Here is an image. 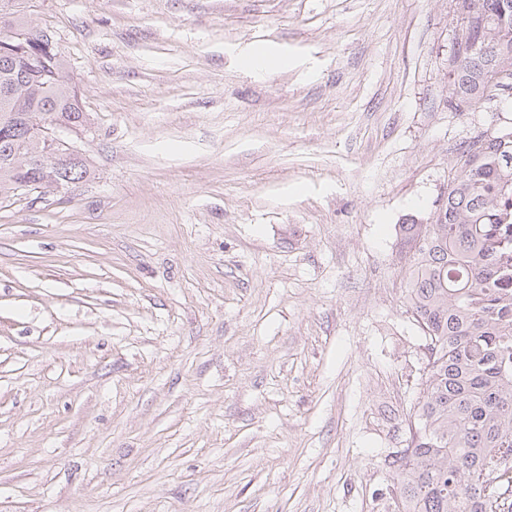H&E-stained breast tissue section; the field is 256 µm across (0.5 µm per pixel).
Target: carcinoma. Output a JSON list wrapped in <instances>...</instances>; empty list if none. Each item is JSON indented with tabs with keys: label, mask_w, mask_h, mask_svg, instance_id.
I'll return each instance as SVG.
<instances>
[{
	"label": "carcinoma",
	"mask_w": 512,
	"mask_h": 512,
	"mask_svg": "<svg viewBox=\"0 0 512 512\" xmlns=\"http://www.w3.org/2000/svg\"><path fill=\"white\" fill-rule=\"evenodd\" d=\"M461 29L450 103L470 106L493 91L484 48L512 67V0H455ZM30 26L25 7L0 24V199L15 182L33 179L14 152L39 142L11 133L20 116L61 125L87 121L71 89L58 46L13 44L9 32ZM38 57L37 70L24 65ZM80 160L55 178L85 177ZM435 223L399 225L402 288L429 341L428 373L416 410L406 419L405 445L388 461L397 512H505L512 485V127L467 143L448 182Z\"/></svg>",
	"instance_id": "obj_1"
}]
</instances>
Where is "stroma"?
Here are the masks:
<instances>
[{
    "label": "stroma",
    "mask_w": 512,
    "mask_h": 512,
    "mask_svg": "<svg viewBox=\"0 0 512 512\" xmlns=\"http://www.w3.org/2000/svg\"><path fill=\"white\" fill-rule=\"evenodd\" d=\"M32 3L90 173L0 201V512H393L397 228L512 126L449 104L455 0Z\"/></svg>",
    "instance_id": "obj_1"
}]
</instances>
